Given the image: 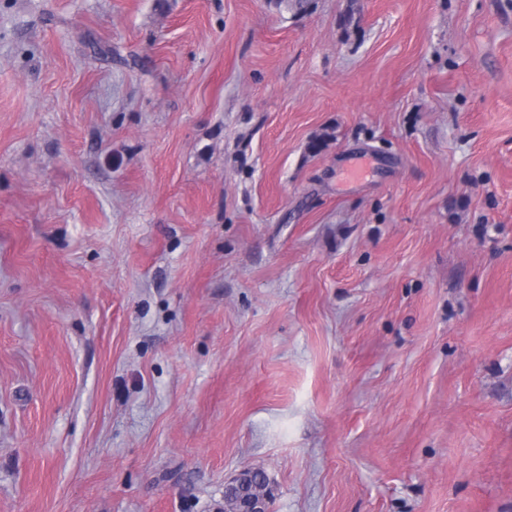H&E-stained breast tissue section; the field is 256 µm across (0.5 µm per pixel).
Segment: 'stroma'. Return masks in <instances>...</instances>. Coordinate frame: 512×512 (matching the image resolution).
Segmentation results:
<instances>
[{
  "label": "stroma",
  "instance_id": "obj_1",
  "mask_svg": "<svg viewBox=\"0 0 512 512\" xmlns=\"http://www.w3.org/2000/svg\"><path fill=\"white\" fill-rule=\"evenodd\" d=\"M245 468L512 512V0H0V512Z\"/></svg>",
  "mask_w": 512,
  "mask_h": 512
}]
</instances>
